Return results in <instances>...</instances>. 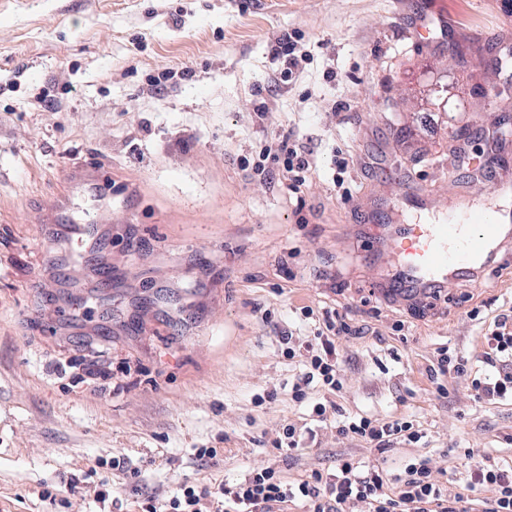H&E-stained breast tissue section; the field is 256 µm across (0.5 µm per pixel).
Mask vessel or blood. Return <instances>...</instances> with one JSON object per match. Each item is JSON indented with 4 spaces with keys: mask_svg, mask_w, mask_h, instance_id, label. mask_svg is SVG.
Returning a JSON list of instances; mask_svg holds the SVG:
<instances>
[{
    "mask_svg": "<svg viewBox=\"0 0 512 512\" xmlns=\"http://www.w3.org/2000/svg\"><path fill=\"white\" fill-rule=\"evenodd\" d=\"M512 241V225L506 219L488 220L484 211L468 209L462 219L406 225L389 242L405 284L417 289L424 284H443L452 276H467L481 269Z\"/></svg>",
    "mask_w": 512,
    "mask_h": 512,
    "instance_id": "1",
    "label": "vessel or blood"
}]
</instances>
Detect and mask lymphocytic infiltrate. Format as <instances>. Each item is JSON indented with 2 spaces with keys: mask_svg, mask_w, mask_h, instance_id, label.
Segmentation results:
<instances>
[{
  "mask_svg": "<svg viewBox=\"0 0 512 512\" xmlns=\"http://www.w3.org/2000/svg\"><path fill=\"white\" fill-rule=\"evenodd\" d=\"M280 165L282 189L301 193L316 165L309 150L288 131L272 134L252 164L254 175L265 177L267 159ZM309 321L301 344L287 347L288 358L300 359L304 369L292 385L295 400L304 401L310 389L341 391L344 378L336 341L350 332L339 312L314 313L302 308ZM483 362L488 371L473 378L476 402L512 400V320L500 317L486 336ZM338 434L357 439L373 455L365 462L346 455L333 470H316L306 478L288 481L277 465L248 472L232 482L202 489L186 486L164 503L149 499L140 512H275L299 506L306 512H472L470 493L482 492L481 512H512V458L493 448H459L456 457L466 467V481L439 479L427 454L418 450L425 432L415 416L383 420L356 414L337 421ZM413 447L414 455L397 469L386 466V453L396 446Z\"/></svg>",
  "mask_w": 512,
  "mask_h": 512,
  "instance_id": "lymphocytic-infiltrate-1",
  "label": "lymphocytic infiltrate"
}]
</instances>
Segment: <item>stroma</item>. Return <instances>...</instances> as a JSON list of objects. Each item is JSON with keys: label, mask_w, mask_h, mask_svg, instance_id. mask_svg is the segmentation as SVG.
I'll return each instance as SVG.
<instances>
[{"label": "stroma", "mask_w": 512, "mask_h": 512, "mask_svg": "<svg viewBox=\"0 0 512 512\" xmlns=\"http://www.w3.org/2000/svg\"><path fill=\"white\" fill-rule=\"evenodd\" d=\"M294 33L303 70L271 84ZM165 68L191 76L153 95ZM283 129L317 161L297 198L247 165ZM479 169L482 204L512 209V0H0V512H137L186 481L361 455L322 425L270 457L315 402L416 416L453 479L448 448L512 457V401L431 375L447 343L480 369L512 258L417 315L376 288L391 227L467 209ZM304 306L355 332L343 390L299 402L281 338ZM304 432H308L311 434V432L308 430V427L306 424L304 425H297L294 423L289 422L285 427L283 428V438H279L276 440L273 444V451L272 454L275 456L277 453L281 454V451H294L299 449H305V448H299L300 443L302 441V436ZM274 450L276 452H274Z\"/></svg>", "instance_id": "1"}]
</instances>
